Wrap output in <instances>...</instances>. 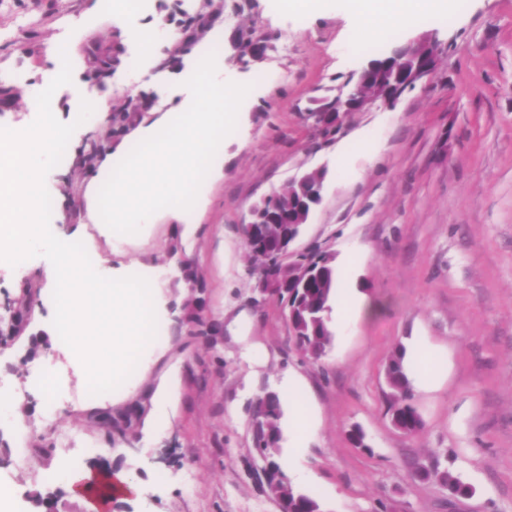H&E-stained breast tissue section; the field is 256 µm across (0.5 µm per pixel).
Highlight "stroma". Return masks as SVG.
<instances>
[{"instance_id": "1", "label": "stroma", "mask_w": 512, "mask_h": 512, "mask_svg": "<svg viewBox=\"0 0 512 512\" xmlns=\"http://www.w3.org/2000/svg\"><path fill=\"white\" fill-rule=\"evenodd\" d=\"M94 0H0V127L29 126L33 103L57 75L50 46L65 43L72 84L53 95L64 123L77 122V93L99 104L77 123L61 162L45 177L50 229L84 223L82 165L90 142L108 150L150 113L180 104L193 47L217 26L212 51L225 74L263 89L224 140V175L192 238L161 219L113 240L112 268L158 275L164 306L159 346L132 385L94 402L70 352L52 350L50 295L42 256L0 264V305L30 293L22 333L0 346V379L15 413L0 415V484L13 512H87L53 479L75 469L134 467L137 495L112 512H281L264 485L252 406L300 381L318 426L302 464L314 479L299 489L323 512H512V0H454L420 31L441 45L435 71L394 105L370 104L324 134L311 110L342 91L393 42L349 46L345 0L313 13L277 0H126L125 13L91 15ZM158 44L151 68L131 28ZM132 108L123 129L113 112ZM325 174L297 250L334 255L338 285L379 302L375 316L332 324L318 361L301 353L284 305L259 290L263 262L247 249L250 209L303 173ZM404 348L410 394L422 430L391 424L385 370ZM53 358V396L32 388ZM177 389L167 423L152 418L170 377ZM368 445L354 447L352 426ZM470 485L450 496L433 469Z\"/></svg>"}]
</instances>
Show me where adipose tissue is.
I'll return each instance as SVG.
<instances>
[{
	"label": "adipose tissue",
	"instance_id": "obj_1",
	"mask_svg": "<svg viewBox=\"0 0 512 512\" xmlns=\"http://www.w3.org/2000/svg\"><path fill=\"white\" fill-rule=\"evenodd\" d=\"M360 39L382 38L392 28L415 27L434 13L447 11L450 0H347ZM56 481L64 484L73 498L83 502L88 512H102L105 502L125 498L137 491L132 470L74 471L59 467Z\"/></svg>",
	"mask_w": 512,
	"mask_h": 512
}]
</instances>
